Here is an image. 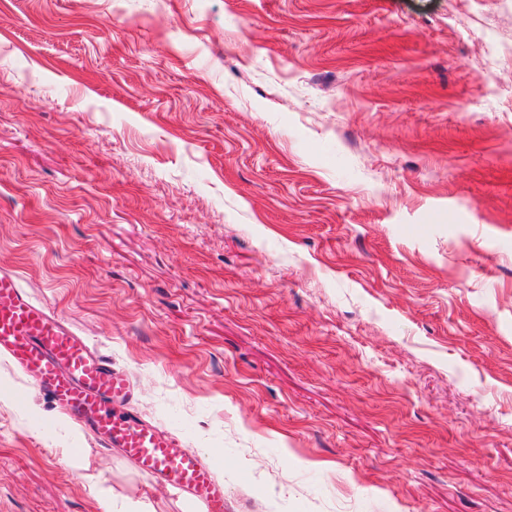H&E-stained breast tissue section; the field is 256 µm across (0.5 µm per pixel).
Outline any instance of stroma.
<instances>
[{"mask_svg":"<svg viewBox=\"0 0 512 512\" xmlns=\"http://www.w3.org/2000/svg\"><path fill=\"white\" fill-rule=\"evenodd\" d=\"M0 270L227 512H512V0H0ZM203 512L0 355V512Z\"/></svg>","mask_w":512,"mask_h":512,"instance_id":"35a3bbf8","label":"stroma"}]
</instances>
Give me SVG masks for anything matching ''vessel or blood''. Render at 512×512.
<instances>
[{"mask_svg": "<svg viewBox=\"0 0 512 512\" xmlns=\"http://www.w3.org/2000/svg\"><path fill=\"white\" fill-rule=\"evenodd\" d=\"M0 352L35 380L37 393L73 423L118 448L138 472L191 495L206 512H224V488L197 452L177 447L156 425L125 412L128 375L45 305L17 276L0 270Z\"/></svg>", "mask_w": 512, "mask_h": 512, "instance_id": "obj_1", "label": "vessel or blood"}]
</instances>
